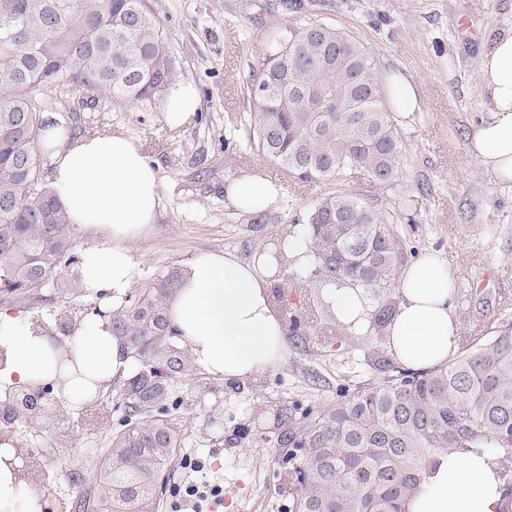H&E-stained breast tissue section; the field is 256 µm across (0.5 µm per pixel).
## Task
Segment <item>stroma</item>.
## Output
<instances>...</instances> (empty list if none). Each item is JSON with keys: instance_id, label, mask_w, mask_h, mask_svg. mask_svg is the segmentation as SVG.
Instances as JSON below:
<instances>
[{"instance_id": "1", "label": "stroma", "mask_w": 512, "mask_h": 512, "mask_svg": "<svg viewBox=\"0 0 512 512\" xmlns=\"http://www.w3.org/2000/svg\"><path fill=\"white\" fill-rule=\"evenodd\" d=\"M149 0L174 56L178 79L200 92V111L189 124L172 129L163 104L124 103L106 107L95 94L85 114L87 131L123 130L155 165L161 200L153 230L132 246L140 281L202 252L250 260L263 244L288 232L295 218L322 196L358 193L389 211L407 196L419 199L410 239L419 250L442 254L463 288L454 303L461 335L490 323L512 305V188L497 183L468 150L474 123L484 112L478 85L480 56L491 42L512 31V0ZM306 22H328L353 35L373 54L379 73L399 70L420 89L419 112L401 121L403 164L388 185L363 176L326 182L289 179L249 146L250 109L243 88L270 41ZM260 171L281 186L279 201L258 224L227 198V184L242 173ZM96 295L65 297L45 289L39 301L0 293V308L40 318L67 307L81 319ZM362 337L348 348L326 352L289 349L285 364L259 383L235 385L198 372L202 387L175 380L190 398L172 417L186 444L171 465L172 488L159 512H292V495L281 473L284 451L277 441L288 429L293 403L316 409L336 400V379L368 384L372 375L359 363ZM196 379V380H197ZM23 462L48 478L50 512H70L69 502L90 489L89 479L109 442V433L87 426L78 413L51 402L42 421L15 429ZM200 458L203 473L189 462ZM80 471V485L69 474ZM220 485L219 496L195 503L186 485Z\"/></svg>"}]
</instances>
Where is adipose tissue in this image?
Returning a JSON list of instances; mask_svg holds the SVG:
<instances>
[{
    "label": "adipose tissue",
    "instance_id": "obj_1",
    "mask_svg": "<svg viewBox=\"0 0 512 512\" xmlns=\"http://www.w3.org/2000/svg\"><path fill=\"white\" fill-rule=\"evenodd\" d=\"M478 82L485 115L468 149L487 172L512 181V32L501 35L480 62ZM200 108L195 86L175 84L165 104L168 126L186 123ZM42 147L52 160L50 186L71 224L92 235L82 258L86 288L120 303L139 276L133 244L155 222L160 181L139 144L120 132L71 138L47 125ZM227 196L236 208L258 212L275 205V183L248 174L233 179ZM276 272L269 254L242 262L228 253H201L184 266L183 284L169 302L170 324L192 363L233 385L258 380L286 358L285 327L270 284ZM399 311L387 346L413 369L446 363L456 333L453 281L447 263L428 252L403 273ZM136 370L106 318L87 315L73 336H53L26 317L0 309V400L38 383H52L62 403L78 408L111 381ZM499 483L485 459L452 455L416 497L412 512H496ZM30 488L11 439L0 440V512H44Z\"/></svg>",
    "mask_w": 512,
    "mask_h": 512
}]
</instances>
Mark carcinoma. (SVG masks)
<instances>
[{
  "label": "carcinoma",
  "instance_id": "1",
  "mask_svg": "<svg viewBox=\"0 0 512 512\" xmlns=\"http://www.w3.org/2000/svg\"><path fill=\"white\" fill-rule=\"evenodd\" d=\"M176 66L157 16L146 0H0V288L35 298L46 288L72 292L80 264L74 225L48 182L41 147L40 98L54 85L69 103L67 121L84 131L89 94L112 104L153 103L176 79ZM252 111L244 115L250 146L302 182L361 174L388 184L401 171L403 139L381 100L377 64L346 31L307 23L278 36L247 83ZM399 214L377 210L345 193L321 197L302 219L310 261L288 277L295 302L284 301L290 335L307 347L332 348L357 335L326 301L328 284L366 300L369 341L362 365L367 386H343L333 405L302 410L278 441L294 512H410L415 495L450 452L487 456L496 467L498 512H512V311L504 309L479 336L460 337L443 365L411 370L385 345L398 312L397 283L416 248ZM171 267L126 294L117 307L94 306L139 363L124 380V417L112 432L74 512H158L168 491L167 468L183 445L169 418L182 401L175 378L196 373L176 344L168 301L181 284ZM50 323L70 335L62 310ZM0 402V431L38 421L43 411Z\"/></svg>",
  "mask_w": 512,
  "mask_h": 512
}]
</instances>
